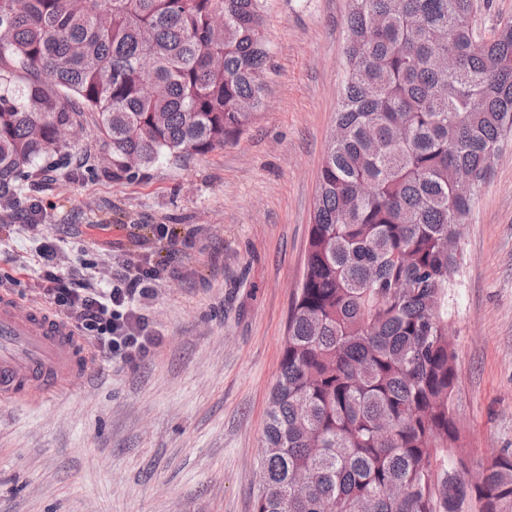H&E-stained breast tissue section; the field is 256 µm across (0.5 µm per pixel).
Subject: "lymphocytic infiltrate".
<instances>
[{"instance_id": "1", "label": "lymphocytic infiltrate", "mask_w": 512, "mask_h": 512, "mask_svg": "<svg viewBox=\"0 0 512 512\" xmlns=\"http://www.w3.org/2000/svg\"><path fill=\"white\" fill-rule=\"evenodd\" d=\"M45 279L47 295L57 305L73 309L68 324L99 346L105 357L117 355L133 365L160 345V337L148 331L136 306L139 299L152 292L157 279L155 269L117 271L103 288L87 281L73 286L50 273Z\"/></svg>"}]
</instances>
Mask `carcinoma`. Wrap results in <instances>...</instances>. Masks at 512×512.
I'll return each instance as SVG.
<instances>
[{"label":"carcinoma","mask_w":512,"mask_h":512,"mask_svg":"<svg viewBox=\"0 0 512 512\" xmlns=\"http://www.w3.org/2000/svg\"><path fill=\"white\" fill-rule=\"evenodd\" d=\"M473 0H350L255 512H512V453L469 479L453 415L454 228L512 129V21ZM261 0H0V199L84 112L117 159L205 155L263 105ZM454 451L448 459V451ZM477 32L488 37L499 23L512 21V0H474ZM488 4V5H487Z\"/></svg>","instance_id":"carcinoma-1"}]
</instances>
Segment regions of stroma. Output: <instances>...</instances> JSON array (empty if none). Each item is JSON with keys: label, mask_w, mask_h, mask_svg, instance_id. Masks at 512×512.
<instances>
[{"label": "stroma", "mask_w": 512, "mask_h": 512, "mask_svg": "<svg viewBox=\"0 0 512 512\" xmlns=\"http://www.w3.org/2000/svg\"><path fill=\"white\" fill-rule=\"evenodd\" d=\"M264 106L236 142L117 167L93 118L0 200V293L48 307L63 279L150 261L162 344L137 365L88 349L84 387L0 403V512H254L269 398L336 124L349 0H263ZM448 290L453 406L472 463L512 451V131Z\"/></svg>", "instance_id": "stroma-1"}]
</instances>
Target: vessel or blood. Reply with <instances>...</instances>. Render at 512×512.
<instances>
[{"instance_id":"1","label":"vessel or blood","mask_w":512,"mask_h":512,"mask_svg":"<svg viewBox=\"0 0 512 512\" xmlns=\"http://www.w3.org/2000/svg\"><path fill=\"white\" fill-rule=\"evenodd\" d=\"M75 336L37 304L0 294V401L47 398L82 379Z\"/></svg>"}]
</instances>
